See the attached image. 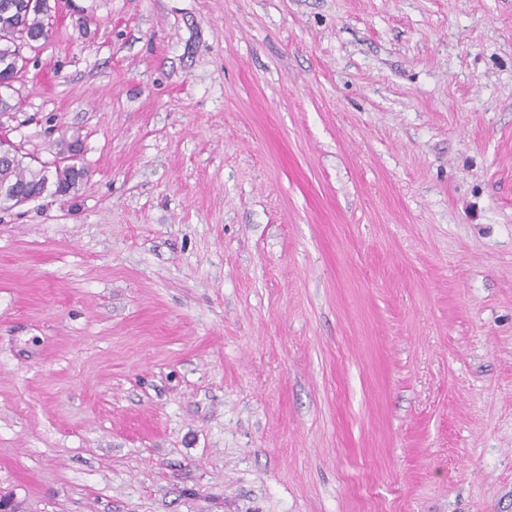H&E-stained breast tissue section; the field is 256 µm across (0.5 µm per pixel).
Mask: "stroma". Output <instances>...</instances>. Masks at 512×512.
Masks as SVG:
<instances>
[{
  "instance_id": "1",
  "label": "stroma",
  "mask_w": 512,
  "mask_h": 512,
  "mask_svg": "<svg viewBox=\"0 0 512 512\" xmlns=\"http://www.w3.org/2000/svg\"><path fill=\"white\" fill-rule=\"evenodd\" d=\"M0 213L23 512H512V0H63ZM27 154L15 152L10 159H0V212L16 208L20 199H35L54 187L52 196L65 198L74 195L87 176L83 167L75 163L61 166L54 164V174L43 168L26 162Z\"/></svg>"
}]
</instances>
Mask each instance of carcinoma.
Returning <instances> with one entry per match:
<instances>
[{
  "label": "carcinoma",
  "instance_id": "cac0c4a2",
  "mask_svg": "<svg viewBox=\"0 0 512 512\" xmlns=\"http://www.w3.org/2000/svg\"><path fill=\"white\" fill-rule=\"evenodd\" d=\"M11 2L0 0V82L9 84L23 74L21 52L25 43L36 35H49L40 10L20 13L10 7ZM18 109L13 94L0 95V126L13 120ZM86 176L84 168L74 163H58L51 171L27 162L25 155L16 152L9 159H0V212L16 208L19 194L35 199L49 191L55 197H68L78 191Z\"/></svg>",
  "mask_w": 512,
  "mask_h": 512
}]
</instances>
